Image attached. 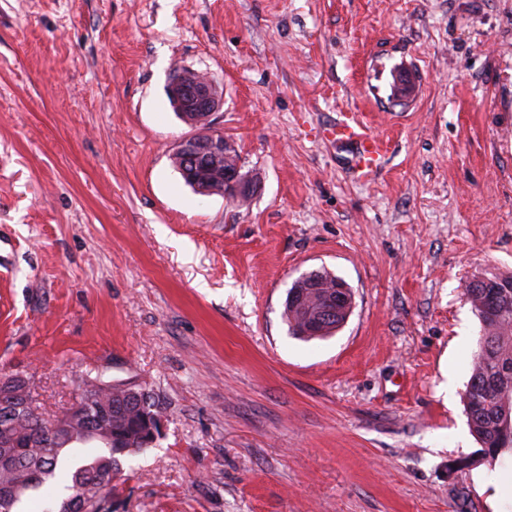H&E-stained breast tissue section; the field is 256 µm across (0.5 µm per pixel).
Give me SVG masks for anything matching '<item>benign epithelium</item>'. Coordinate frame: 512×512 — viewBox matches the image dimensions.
<instances>
[{
    "label": "benign epithelium",
    "mask_w": 512,
    "mask_h": 512,
    "mask_svg": "<svg viewBox=\"0 0 512 512\" xmlns=\"http://www.w3.org/2000/svg\"><path fill=\"white\" fill-rule=\"evenodd\" d=\"M168 97L174 110L182 116L191 112L205 113V123L194 124L195 133L179 141L173 155L182 160L181 171L193 186L209 184L212 175L209 161H219L225 152L235 149L224 133L214 126V115L224 104L219 87L207 75L179 68L168 84ZM223 184L226 194L236 197L252 191L250 182L238 168L223 172Z\"/></svg>",
    "instance_id": "1"
}]
</instances>
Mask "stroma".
Masks as SVG:
<instances>
[{"label":"stroma","instance_id":"35a3bbf8","mask_svg":"<svg viewBox=\"0 0 512 512\" xmlns=\"http://www.w3.org/2000/svg\"><path fill=\"white\" fill-rule=\"evenodd\" d=\"M254 193L187 185L176 68ZM391 149L354 178L322 124ZM324 268L332 336L284 320ZM512 273V0H0V373L58 413L134 383L167 422L113 512H512L464 394V294ZM317 271L321 275L316 274L317 279L314 281L303 279V277H299L294 281L288 290V303L285 301L284 305V316L288 323L290 334L303 339L323 338L332 334L346 321L350 310L349 298L352 300V304H354L351 289L348 288L343 280L326 269ZM338 282L346 286L349 298L345 295V287H339L337 285ZM291 293H293V297L290 299ZM333 294H336V300L334 298L329 299L325 302L324 306V311L329 315L314 321L313 319L324 299ZM334 303L336 304V311L338 307L349 305L341 308L337 313L331 314L333 313L332 306ZM311 326H314V334L310 336L305 335V331L309 330Z\"/></svg>","mask_w":512,"mask_h":512}]
</instances>
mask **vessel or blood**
<instances>
[{
    "label": "vessel or blood",
    "mask_w": 512,
    "mask_h": 512,
    "mask_svg": "<svg viewBox=\"0 0 512 512\" xmlns=\"http://www.w3.org/2000/svg\"><path fill=\"white\" fill-rule=\"evenodd\" d=\"M320 135L328 142L350 147V168L361 179L374 176L389 152L387 142L350 112L341 113L338 119L324 124Z\"/></svg>",
    "instance_id": "1"
}]
</instances>
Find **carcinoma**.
<instances>
[{
	"mask_svg": "<svg viewBox=\"0 0 512 512\" xmlns=\"http://www.w3.org/2000/svg\"><path fill=\"white\" fill-rule=\"evenodd\" d=\"M340 279L326 269L316 280L298 278L284 305L289 332L307 338L313 329L323 338L341 327L350 307L316 318L324 299L336 293ZM465 295L481 323L478 350L464 396L471 432L491 459L512 455V275L476 277L464 285ZM132 383L85 388V413L45 417L31 407L27 377L0 376V512H14L47 482L66 495L41 503L40 512H112V475L120 458L149 449L155 439L152 416L162 414L155 400ZM76 445L100 452L79 462L68 450Z\"/></svg>",
	"mask_w": 512,
	"mask_h": 512,
	"instance_id": "cac0c4a2",
	"label": "carcinoma"
}]
</instances>
